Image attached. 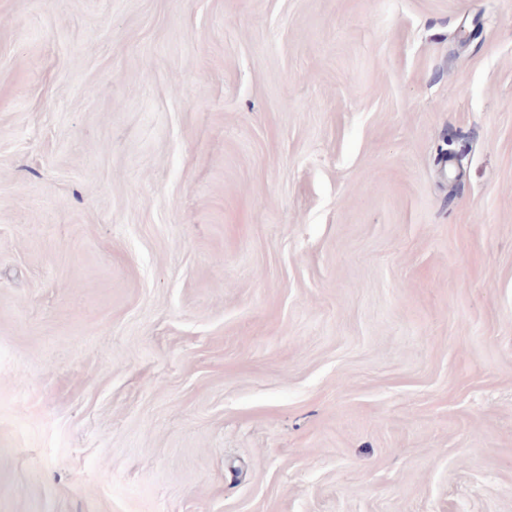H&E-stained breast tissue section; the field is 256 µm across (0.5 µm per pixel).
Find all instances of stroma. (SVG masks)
<instances>
[{
    "mask_svg": "<svg viewBox=\"0 0 512 512\" xmlns=\"http://www.w3.org/2000/svg\"><path fill=\"white\" fill-rule=\"evenodd\" d=\"M0 512H512V0H0Z\"/></svg>",
    "mask_w": 512,
    "mask_h": 512,
    "instance_id": "35a3bbf8",
    "label": "stroma"
}]
</instances>
